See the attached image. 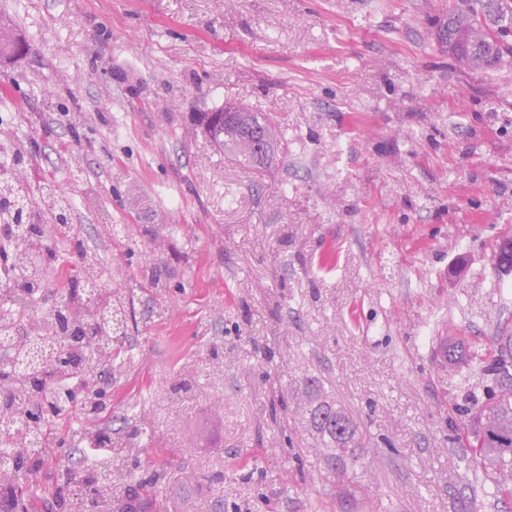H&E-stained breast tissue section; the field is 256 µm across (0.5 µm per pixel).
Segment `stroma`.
Masks as SVG:
<instances>
[{
    "label": "stroma",
    "mask_w": 512,
    "mask_h": 512,
    "mask_svg": "<svg viewBox=\"0 0 512 512\" xmlns=\"http://www.w3.org/2000/svg\"><path fill=\"white\" fill-rule=\"evenodd\" d=\"M456 2L0 0L30 45L0 64V152L133 293L137 357L100 387L151 429L164 512H512L468 486L435 353L512 333V63L456 69ZM227 101L274 121L276 163L195 130ZM306 374L358 423L353 466L302 427Z\"/></svg>",
    "instance_id": "stroma-1"
}]
</instances>
